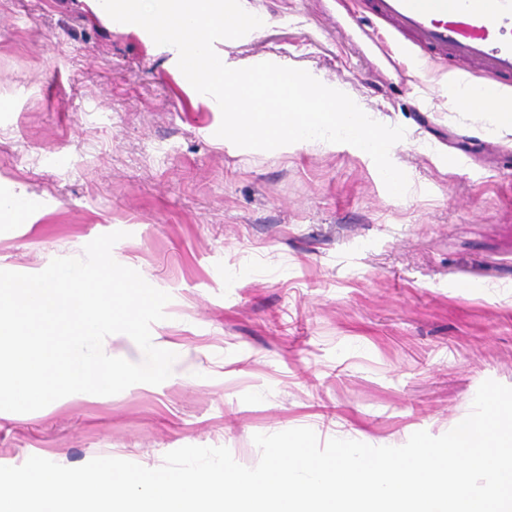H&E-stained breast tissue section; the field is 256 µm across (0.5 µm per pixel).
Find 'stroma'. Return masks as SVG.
I'll return each mask as SVG.
<instances>
[{
	"instance_id": "stroma-1",
	"label": "stroma",
	"mask_w": 512,
	"mask_h": 512,
	"mask_svg": "<svg viewBox=\"0 0 512 512\" xmlns=\"http://www.w3.org/2000/svg\"><path fill=\"white\" fill-rule=\"evenodd\" d=\"M247 5L265 24L221 44L229 67L287 60L405 127L411 193L351 148L225 147L168 50L71 0H0V190L46 207L0 227V269L125 231L112 256L170 294L151 335L177 355L161 384L0 416V466L157 468L194 445L252 467L254 435L302 427L397 447L455 427L483 381L512 387V133L461 120L448 69L393 61L339 0Z\"/></svg>"
}]
</instances>
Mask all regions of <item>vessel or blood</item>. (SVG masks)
<instances>
[{
    "instance_id": "obj_1",
    "label": "vessel or blood",
    "mask_w": 512,
    "mask_h": 512,
    "mask_svg": "<svg viewBox=\"0 0 512 512\" xmlns=\"http://www.w3.org/2000/svg\"><path fill=\"white\" fill-rule=\"evenodd\" d=\"M385 31L403 37L414 64L480 73L481 82L453 88L458 101L492 97L512 83V0H357Z\"/></svg>"
}]
</instances>
